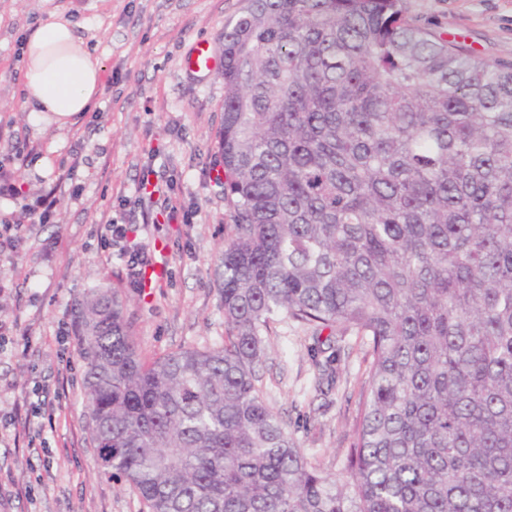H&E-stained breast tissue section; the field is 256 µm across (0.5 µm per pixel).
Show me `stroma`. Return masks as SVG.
<instances>
[{
    "label": "stroma",
    "instance_id": "stroma-1",
    "mask_svg": "<svg viewBox=\"0 0 512 512\" xmlns=\"http://www.w3.org/2000/svg\"><path fill=\"white\" fill-rule=\"evenodd\" d=\"M243 0H0V169L33 192L58 165L73 175L58 190L56 217L24 229L17 252L0 254V512H146L141 499L97 463L84 409V363L74 306L101 280L124 284L126 317L145 358L225 336L222 258L229 209L214 167L224 105L220 71L185 70L192 45L223 57L224 25ZM413 20L475 56L512 63V0H406ZM70 14L101 63L102 91L66 122L20 107L19 42L50 13ZM176 181L188 224L157 221L161 197H142V178ZM126 225L144 246L162 241L168 273L153 288L127 286L118 251L98 228ZM312 327L277 321L259 368L269 404L323 471L341 476L370 358L345 336L336 383L319 389ZM44 388L41 423L22 425L34 385ZM45 443V452L30 451Z\"/></svg>",
    "mask_w": 512,
    "mask_h": 512
}]
</instances>
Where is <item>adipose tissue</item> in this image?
Here are the masks:
<instances>
[{
    "label": "adipose tissue",
    "instance_id": "adipose-tissue-1",
    "mask_svg": "<svg viewBox=\"0 0 512 512\" xmlns=\"http://www.w3.org/2000/svg\"><path fill=\"white\" fill-rule=\"evenodd\" d=\"M23 111L69 117L89 111L101 92V66L64 13H51L27 39L22 55Z\"/></svg>",
    "mask_w": 512,
    "mask_h": 512
}]
</instances>
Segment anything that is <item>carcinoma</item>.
Instances as JSON below:
<instances>
[{"label": "carcinoma", "mask_w": 512, "mask_h": 512, "mask_svg": "<svg viewBox=\"0 0 512 512\" xmlns=\"http://www.w3.org/2000/svg\"><path fill=\"white\" fill-rule=\"evenodd\" d=\"M223 78L224 342L147 361L120 286L77 301L101 467L148 512H512V64L405 0H246ZM279 316L369 347L344 480L265 399Z\"/></svg>", "instance_id": "1"}]
</instances>
